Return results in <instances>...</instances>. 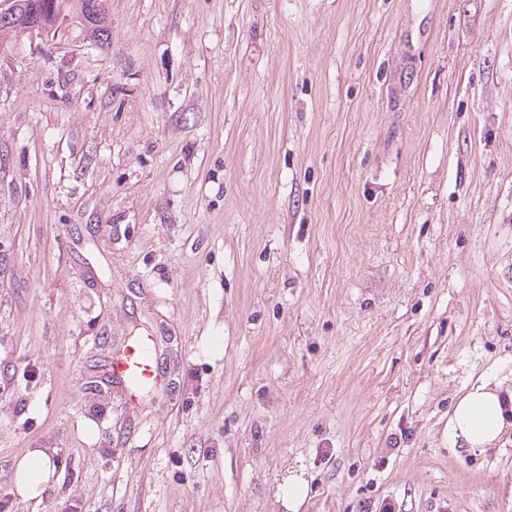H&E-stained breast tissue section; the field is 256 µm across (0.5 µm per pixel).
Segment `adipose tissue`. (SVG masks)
<instances>
[{
	"label": "adipose tissue",
	"mask_w": 512,
	"mask_h": 512,
	"mask_svg": "<svg viewBox=\"0 0 512 512\" xmlns=\"http://www.w3.org/2000/svg\"><path fill=\"white\" fill-rule=\"evenodd\" d=\"M512 428V402L489 380L473 385L455 403L448 417L451 447L467 452L484 451L498 444ZM60 475L51 454L31 448L20 458L13 474V486L22 501L41 498L45 488Z\"/></svg>",
	"instance_id": "adipose-tissue-1"
}]
</instances>
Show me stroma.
<instances>
[{
  "label": "stroma",
  "instance_id": "stroma-1",
  "mask_svg": "<svg viewBox=\"0 0 512 512\" xmlns=\"http://www.w3.org/2000/svg\"><path fill=\"white\" fill-rule=\"evenodd\" d=\"M103 7L0 35V512H512L446 434L512 393V0ZM102 0H80L78 7L85 21L90 25L93 31L97 33V37L107 39L109 37V30L104 25ZM105 37V38H104ZM160 378L154 359L148 358L140 349L125 350L120 356L112 358V379L114 381L144 379L152 383ZM60 472L46 448H30L16 464L13 474L15 493L24 501L40 499L45 488L59 481ZM280 489L278 496L282 499L284 506L291 510L289 512H299L298 509L310 493V482L303 473L290 470Z\"/></svg>",
  "mask_w": 512,
  "mask_h": 512
}]
</instances>
